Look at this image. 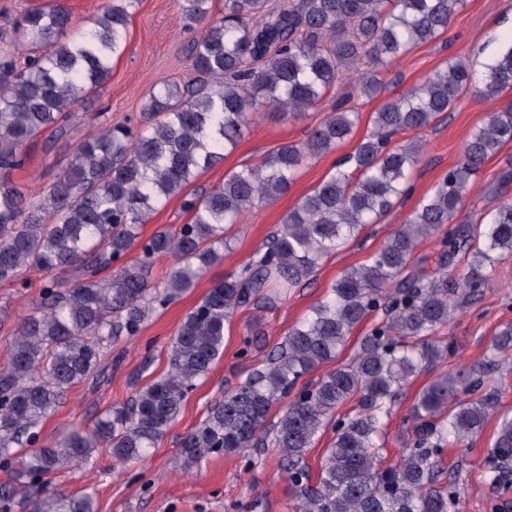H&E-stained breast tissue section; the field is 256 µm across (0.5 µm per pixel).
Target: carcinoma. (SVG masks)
<instances>
[{"label": "carcinoma", "instance_id": "1", "mask_svg": "<svg viewBox=\"0 0 512 512\" xmlns=\"http://www.w3.org/2000/svg\"><path fill=\"white\" fill-rule=\"evenodd\" d=\"M139 4L108 0L67 41L62 36L72 16L63 0H45L12 30H0V283L24 288L31 269L73 271L66 288L48 281L16 324L9 365L0 373V468L11 471L0 498H21L27 512H97L91 495L30 489L100 447L119 463L143 458L224 353L235 312L275 307L314 277L324 257L407 195L423 144L412 138L393 146L394 135L432 126L468 91L494 102L512 90L510 46L479 80L467 61L453 58L422 85L386 100L354 153L286 214L267 246L241 271L215 282L186 315L169 345L167 373L138 390L130 405L112 407L92 430L72 425L44 446L39 423L69 389L96 375L112 339L137 335L158 308L190 291L231 249L224 226L286 193L306 161L349 138L359 113L336 105L305 142L227 172L207 193L185 195L190 222L162 226L143 240L140 226L157 207L221 163L258 110L296 119L349 79L361 94L377 95L380 74L444 35L465 0H225L218 16L213 0H179L185 26L203 27L191 45L197 81H166L152 91L135 132L106 124L91 130L47 192L29 199L12 179L24 165L25 148L46 131L64 135L74 106L110 78ZM509 142L512 101L494 103L432 194L367 262L343 271L266 363L224 391L181 437L184 470L210 454L271 447L288 473L297 512H453L457 491L443 478L441 453L483 431L497 396L481 393L483 382L471 371L445 372L423 385L399 458L386 469L376 465L405 387L447 357L439 333L512 255L511 199L478 222L459 218L482 167ZM426 239L437 240L433 265L416 254ZM136 247L140 257L126 262ZM168 256L173 264L164 286L154 288L152 266ZM113 263L112 275H102ZM374 313L378 320L353 355L339 361L353 330ZM511 349L510 320L499 325L488 354ZM329 364L335 368L298 385ZM351 400L358 413L335 417ZM329 426L333 438L313 484L304 457ZM489 454L494 462L512 459V418L501 419Z\"/></svg>", "mask_w": 512, "mask_h": 512}]
</instances>
